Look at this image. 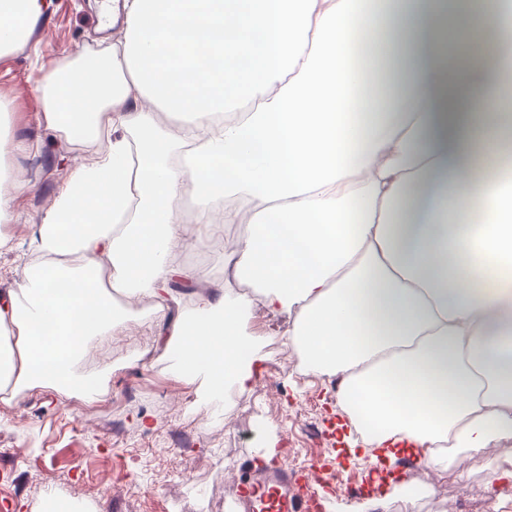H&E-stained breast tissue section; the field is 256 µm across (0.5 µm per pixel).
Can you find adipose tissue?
I'll return each mask as SVG.
<instances>
[{"instance_id":"adipose-tissue-1","label":"adipose tissue","mask_w":512,"mask_h":512,"mask_svg":"<svg viewBox=\"0 0 512 512\" xmlns=\"http://www.w3.org/2000/svg\"><path fill=\"white\" fill-rule=\"evenodd\" d=\"M114 0L121 39L40 87L48 128L84 156L33 236L36 263L0 297V392L77 375L127 296L170 295L190 236L246 225L223 288L158 328L155 346L210 399L253 390L254 303L384 458L447 467L512 439V21L505 0ZM46 0H0V55ZM495 39H485L487 31ZM204 128L180 166L157 113ZM201 206L187 224L178 191ZM479 224L462 223L473 201ZM249 282L254 295L236 292ZM285 322L282 316H273L259 303L252 309L246 331L251 336H270Z\"/></svg>"}]
</instances>
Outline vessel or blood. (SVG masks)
<instances>
[{"label":"vessel or blood","instance_id":"1","mask_svg":"<svg viewBox=\"0 0 512 512\" xmlns=\"http://www.w3.org/2000/svg\"><path fill=\"white\" fill-rule=\"evenodd\" d=\"M319 474L296 477L286 466L246 476L236 486L243 512H311L309 488Z\"/></svg>","mask_w":512,"mask_h":512}]
</instances>
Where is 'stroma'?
Returning a JSON list of instances; mask_svg holds the SVG:
<instances>
[{"label": "stroma", "mask_w": 512, "mask_h": 512, "mask_svg": "<svg viewBox=\"0 0 512 512\" xmlns=\"http://www.w3.org/2000/svg\"><path fill=\"white\" fill-rule=\"evenodd\" d=\"M27 43L0 57V97L9 103L5 155L28 182L13 201L0 233L15 243L0 254V292L19 290L22 254L37 224L75 173L82 148L45 127L38 86L52 70L80 54L109 49L120 27L99 28L96 0H53L51 12ZM136 316L108 342L90 344L77 364L81 375H107L109 394L86 403L51 389L24 392L0 403V512H47L50 491L99 512H242L234 479L256 466L264 449L285 455L302 473L309 460L340 471V482L318 486L325 512H367V496L350 498L354 477H368L361 461L340 459L336 422L342 410L334 382L306 372L300 353L283 349L276 373H264L253 391L235 394L232 420L211 413L200 382L176 373L173 360L151 351L156 301L129 300ZM467 472L449 469V487L412 476L387 486L388 512H512V481L500 478L497 449L482 453Z\"/></svg>", "instance_id": "35a3bbf8"}]
</instances>
